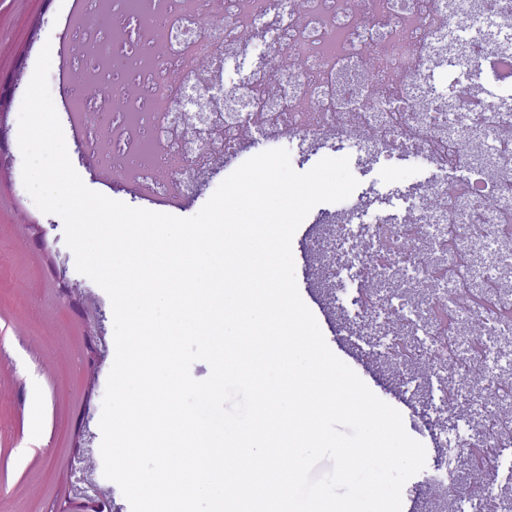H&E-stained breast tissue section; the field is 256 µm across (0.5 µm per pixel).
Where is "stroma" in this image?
Here are the masks:
<instances>
[{
  "label": "stroma",
  "mask_w": 512,
  "mask_h": 512,
  "mask_svg": "<svg viewBox=\"0 0 512 512\" xmlns=\"http://www.w3.org/2000/svg\"><path fill=\"white\" fill-rule=\"evenodd\" d=\"M71 6L72 0H0V82L16 86L5 106L6 141L0 148L6 159L0 167V512H48L53 501L66 499L71 463L79 454L94 465L109 512H131L119 485L102 472L99 422L115 353L107 351L95 364L85 356L88 316L101 318L105 341L113 343L112 304L101 287L78 272L62 218L43 213L23 182L16 116L46 45L51 48L49 90L74 169L89 189L129 206L194 216L239 166L271 149H287L291 166L299 173L326 157L348 158L356 189L346 200L314 206L293 235L297 289L317 290L333 303L338 317L335 332L324 335L327 345L379 399L401 414L406 433L425 448L422 472L402 488L401 512H423L428 475L438 481L455 477L460 495L450 512H469L473 486L466 473H449L443 454L444 446L466 438L467 416L441 411L430 394L440 383L469 389V380L430 365L416 372L376 357H349L347 344L360 333L351 305L358 284L347 277L325 284L316 248L317 240L332 238L335 226L354 213L369 221L412 213L433 184L436 166L412 150L391 154L364 141L342 146L330 134L276 140L257 134L247 151L198 171L193 191L174 201L139 192L127 181L106 179L98 163L79 151L64 107L62 71L82 68L76 50L80 33L66 22ZM280 23L278 15H270L251 36L222 51L217 68L187 90V100L205 99L214 111H221L226 91L272 70L280 59L274 47ZM65 281L80 288L79 303L63 297Z\"/></svg>",
  "instance_id": "35a3bbf8"
}]
</instances>
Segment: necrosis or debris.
Returning a JSON list of instances; mask_svg holds the SVG:
<instances>
[{
  "label": "necrosis or debris",
  "instance_id": "obj_1",
  "mask_svg": "<svg viewBox=\"0 0 512 512\" xmlns=\"http://www.w3.org/2000/svg\"><path fill=\"white\" fill-rule=\"evenodd\" d=\"M82 0L88 16L112 17L115 28L81 27V57L101 89L100 100L70 90L67 109L76 132H89L86 150L111 176L180 196L190 189V174L207 164L208 143L195 135L198 113L184 111L183 92L216 61L220 48L238 44L276 8L288 11L277 35L288 64L231 93L221 140L231 151L252 131L276 137L285 132L316 138H364L390 149L419 150L440 170H467L466 178L435 183L423 204L399 222L379 220L362 232L373 252L352 267L365 282L354 312L369 327L388 309L372 281L397 265L414 268L428 292L380 353L407 365L425 361L469 375L485 361L484 330L496 324L512 334V296L498 276L481 273L465 257L468 243L492 238L512 243V111L456 85L447 107L424 94L430 40L446 36L451 15L463 0H223L225 25L206 20V0ZM450 65H490L512 71V54L492 41L470 40L464 54L449 53ZM178 72L180 81H167ZM150 87V95L125 96L127 85ZM123 98L113 109L114 95ZM461 127L448 134V111ZM498 133L487 167L475 165L468 148L473 132ZM452 294H445L444 286ZM476 326L467 348H460L456 316ZM477 392L497 404L471 426L469 451H446L450 466H462L479 495L472 512H488L497 494V473L505 439L512 438V377L484 376Z\"/></svg>",
  "mask_w": 512,
  "mask_h": 512
}]
</instances>
